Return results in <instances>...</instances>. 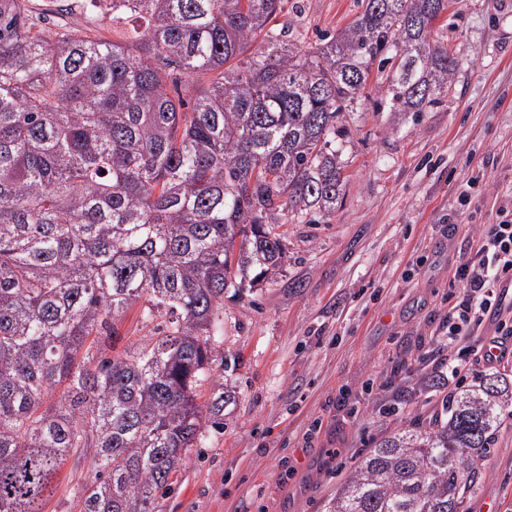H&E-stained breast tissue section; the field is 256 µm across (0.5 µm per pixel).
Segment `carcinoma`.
<instances>
[{
  "instance_id": "carcinoma-1",
  "label": "carcinoma",
  "mask_w": 512,
  "mask_h": 512,
  "mask_svg": "<svg viewBox=\"0 0 512 512\" xmlns=\"http://www.w3.org/2000/svg\"><path fill=\"white\" fill-rule=\"evenodd\" d=\"M357 2L312 51L275 23L285 0H91L139 22L112 43L46 37L29 0H0V512H42L70 459L96 469L80 512H154L224 423V294L279 273L276 225L336 212L341 118L372 72L390 111L418 114L459 65L432 36L448 0ZM137 303L160 323L119 351ZM508 401L501 373L449 395L377 441L327 512H468Z\"/></svg>"
}]
</instances>
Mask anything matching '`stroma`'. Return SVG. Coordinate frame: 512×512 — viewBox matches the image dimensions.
<instances>
[{
	"label": "stroma",
	"instance_id": "35a3bbf8",
	"mask_svg": "<svg viewBox=\"0 0 512 512\" xmlns=\"http://www.w3.org/2000/svg\"><path fill=\"white\" fill-rule=\"evenodd\" d=\"M357 0H307L281 13L314 45L344 28ZM460 61L448 96L397 115L370 78L346 114V194L322 224L280 228L288 260L275 280L224 296L215 367L237 391L157 496L155 512H325L359 457L449 393L512 358L470 359L462 376L442 338L457 266L512 203V0H452L435 23ZM469 512H512V415ZM92 464H64L45 512H79Z\"/></svg>",
	"mask_w": 512,
	"mask_h": 512
}]
</instances>
